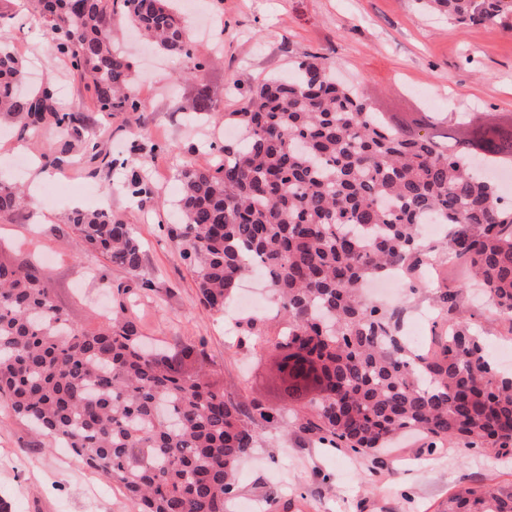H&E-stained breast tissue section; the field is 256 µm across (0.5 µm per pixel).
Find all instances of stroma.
Returning a JSON list of instances; mask_svg holds the SVG:
<instances>
[{"instance_id": "stroma-1", "label": "stroma", "mask_w": 512, "mask_h": 512, "mask_svg": "<svg viewBox=\"0 0 512 512\" xmlns=\"http://www.w3.org/2000/svg\"><path fill=\"white\" fill-rule=\"evenodd\" d=\"M219 33L198 34L196 53L206 67L177 81L180 66L143 45L127 23L114 32L128 51L134 86L144 89L142 115L94 111L86 76L58 58L40 23L22 0H0L10 19L0 42L23 58L39 82L51 86L59 105L81 111L80 135L46 125L33 134L0 118V179L23 183L31 205L0 218V255L22 266L39 259L49 267V286L74 323L93 328L111 304L113 286H130L133 319L164 354L204 344L211 378L225 393L284 409L296 417L300 404L284 397L274 368V341L286 323L267 309L259 332L235 325L239 313H215L202 305L190 267L169 233L180 220L175 177L179 159L199 167L217 163L224 115L236 111L239 92L287 73L305 53L317 51L335 64L338 79L355 84L378 111L512 113V31L500 24L458 26L429 11L423 0H194ZM213 93L210 112L186 110L198 85ZM99 157L87 162L88 142ZM140 155L154 195L135 203L123 188L117 160ZM57 188L50 205L41 190ZM112 210L131 224L143 245L137 274L96 253L76 254L66 215L75 208ZM431 262L405 278L391 305L401 330L422 318L425 336L448 322L440 290H458L457 308L488 343L492 355L512 346V328L481 299L467 292L471 273L449 263L450 239H428ZM258 442L239 469L233 499L259 503L263 512H440L448 497L487 486L512 487V459L444 441L428 450L418 435L398 440L371 458L325 447L318 434L257 424ZM0 499L10 512H130L117 485L61 449H48L0 401Z\"/></svg>"}]
</instances>
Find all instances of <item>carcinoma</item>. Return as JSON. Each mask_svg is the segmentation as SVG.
Instances as JSON below:
<instances>
[{"mask_svg": "<svg viewBox=\"0 0 512 512\" xmlns=\"http://www.w3.org/2000/svg\"><path fill=\"white\" fill-rule=\"evenodd\" d=\"M57 53L88 76L98 112H141L126 54L113 27L121 18L171 59L207 61L170 0H30ZM458 24L512 26V0H426ZM26 67L0 46V114L27 129L51 121L63 132L82 116L55 106L49 86L20 87ZM195 112L212 109L197 89ZM386 122L357 87L336 84L326 55L311 52L292 74L242 92L224 115L241 137L224 160L199 168L179 160L181 223L172 229L202 304L221 311L239 280L259 269L288 330L274 342L283 392L307 401L300 427L333 447L367 456L407 430L512 453V376L491 360L483 337L448 321L422 353L400 336L398 311L363 295L366 280L427 263L420 227L451 226L450 259L467 266L512 332V205L487 164L512 158V118L466 116ZM124 187L151 198L136 157ZM29 205L0 183V218ZM85 251L133 274L142 245L110 211L69 217ZM37 263L0 258V397L14 414L64 444L84 465L119 484L136 512H226L237 464L256 443L252 424L288 425L281 413L224 393L193 345L182 358L146 349L117 289L112 317L94 329L70 322ZM442 512H512V489L466 490Z\"/></svg>", "mask_w": 512, "mask_h": 512, "instance_id": "carcinoma-1", "label": "carcinoma"}]
</instances>
